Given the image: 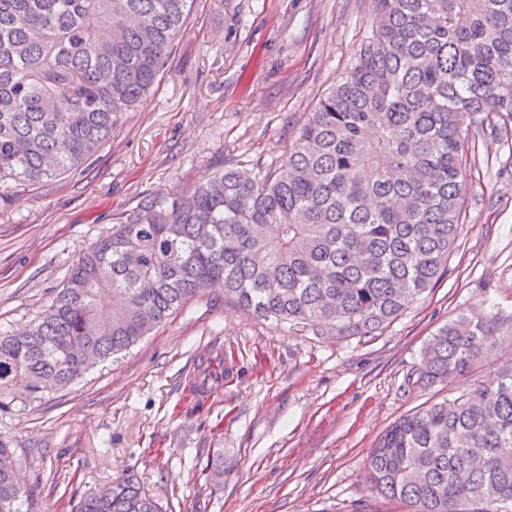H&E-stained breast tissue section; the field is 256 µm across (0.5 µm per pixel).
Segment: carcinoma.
<instances>
[{"label":"carcinoma","mask_w":512,"mask_h":512,"mask_svg":"<svg viewBox=\"0 0 512 512\" xmlns=\"http://www.w3.org/2000/svg\"><path fill=\"white\" fill-rule=\"evenodd\" d=\"M188 0H0V182L69 176L163 72ZM111 31L108 40L99 32ZM512 121V0H374L355 64L280 166L229 165L188 196L150 198L80 253L34 322L0 334V408L63 388L205 288L319 335L373 336L448 273L462 160ZM512 347V318L462 314L425 346L417 382L466 377ZM206 367L197 390L220 384ZM373 492L415 512L512 505V359L497 380L402 416L367 462ZM28 489L0 463V512ZM78 512H163L126 477Z\"/></svg>","instance_id":"obj_1"}]
</instances>
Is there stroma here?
<instances>
[{"instance_id":"obj_1","label":"stroma","mask_w":512,"mask_h":512,"mask_svg":"<svg viewBox=\"0 0 512 512\" xmlns=\"http://www.w3.org/2000/svg\"><path fill=\"white\" fill-rule=\"evenodd\" d=\"M372 16V0H193L163 73L90 166L0 185V333L30 324L78 254L144 200L190 194L225 164H281ZM463 167L448 275L379 335L260 320L216 285L69 386L15 394L0 438L28 512H75L128 474L167 512H413L366 483L377 439L407 412L495 379L512 356L498 347L471 377L415 383L438 327L512 316V122L485 130ZM218 357L223 382L192 393L200 364Z\"/></svg>"}]
</instances>
